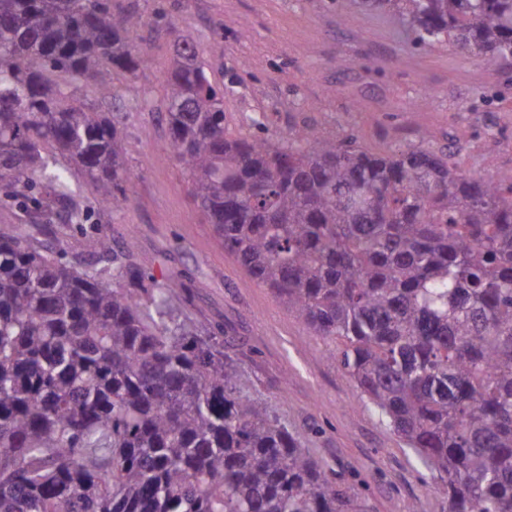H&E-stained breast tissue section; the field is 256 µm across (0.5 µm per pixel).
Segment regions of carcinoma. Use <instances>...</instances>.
<instances>
[{
    "label": "carcinoma",
    "instance_id": "obj_1",
    "mask_svg": "<svg viewBox=\"0 0 512 512\" xmlns=\"http://www.w3.org/2000/svg\"><path fill=\"white\" fill-rule=\"evenodd\" d=\"M362 2L420 45L512 61V0ZM144 24L112 0H0V183L23 223L90 219L61 157L125 209V124L85 98L149 63ZM163 85L164 150L224 251L331 345L447 512H512V175L467 177L425 144L232 138L186 36ZM133 246L69 256L0 228V512H369Z\"/></svg>",
    "mask_w": 512,
    "mask_h": 512
}]
</instances>
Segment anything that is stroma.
Instances as JSON below:
<instances>
[{
  "mask_svg": "<svg viewBox=\"0 0 512 512\" xmlns=\"http://www.w3.org/2000/svg\"><path fill=\"white\" fill-rule=\"evenodd\" d=\"M148 22L133 42L152 63L114 81L100 112L122 113L129 202L113 215L86 179L71 189L91 219L84 232L59 211L35 230L41 248L84 252L103 234L115 250L134 240V255L157 279L182 276L187 308L200 325H223L254 397L271 403L303 447L341 479L365 482L370 512H442L435 479L410 448L363 404L325 343L270 289L227 254L190 195L187 174L163 150L167 126L160 77L177 36L192 38L224 90L229 136L354 138L388 153L427 143L458 170L486 180L512 173V65L489 66L451 45L420 46L401 21L359 0H115ZM148 96V109L134 103Z\"/></svg>",
  "mask_w": 512,
  "mask_h": 512,
  "instance_id": "obj_1",
  "label": "stroma"
}]
</instances>
